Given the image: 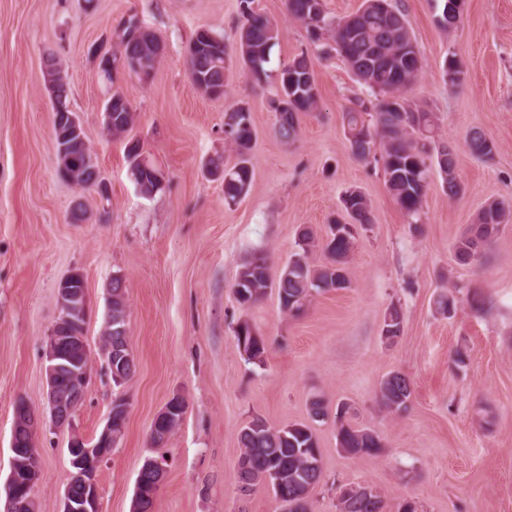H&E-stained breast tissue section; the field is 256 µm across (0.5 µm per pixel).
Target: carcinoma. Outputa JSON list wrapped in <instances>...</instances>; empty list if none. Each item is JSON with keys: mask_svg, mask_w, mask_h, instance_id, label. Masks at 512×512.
Wrapping results in <instances>:
<instances>
[{"mask_svg": "<svg viewBox=\"0 0 512 512\" xmlns=\"http://www.w3.org/2000/svg\"><path fill=\"white\" fill-rule=\"evenodd\" d=\"M324 0H285L287 15L305 27L308 40L321 46L324 55L336 54L348 66L367 98L357 97L353 107L345 113L347 135L353 157L362 162L382 161L385 184L399 207L411 219L420 216L427 189L430 168L442 176L445 192L455 198L461 193L457 180L456 154L453 147L439 141L435 114L410 102L404 91L417 79L422 69L421 52L413 37L406 15L398 0H364L362 9L365 24L358 30L351 28L347 19H335L325 11ZM247 8L239 9L236 52L253 78L261 82L268 77L266 64L275 45L279 30L266 15L257 11L254 0H239ZM139 21L131 18L118 34L119 56L129 59L140 68L154 69L145 47L133 40L132 33ZM223 35L204 27L190 41L187 69L191 83L203 94L222 97L225 94V71L230 55L227 46L215 51L217 44L205 36ZM331 42H322V35ZM57 75L56 99L61 108L70 111L68 98L70 82L53 55L46 57ZM311 74L307 54L295 56L278 74V88L270 101L279 135L291 140L297 136L299 116L317 107L318 94L308 84ZM111 122L106 124L112 136L124 138L135 122L130 103L114 92L105 103ZM224 126L231 128L236 162L231 167L216 159L208 163L207 173L224 181V199L234 204L248 190L253 175L250 157L253 140L251 112L243 106H232L224 112ZM56 151L66 150L72 156L70 166L61 176L84 188L104 181L85 133L69 139H55ZM468 146L478 158L489 159L495 146L477 128L469 133ZM140 141L130 139L125 150L129 175L140 191L151 195L163 189V173L143 157ZM349 224L335 222L328 226L326 239L318 240L309 229H304L295 241L296 249L285 266L277 284H272L267 255L253 251L241 264L234 285L238 304L250 307L263 299L268 290L276 288L280 307L287 313L300 312L312 293L340 290L348 286L345 268L354 249L357 236L350 226L361 230L373 223L372 206L364 193L350 189L341 198ZM512 220V205L491 202L478 214L455 245V258L462 265L480 260L484 249L498 234L500 227ZM322 247L327 262L315 267L309 254ZM122 278H112V320L103 330V351L114 348L119 360L136 366L129 346L128 300ZM383 328L387 338L394 340L403 332V314L393 307L387 314ZM237 342L252 345V358L258 360L266 349V340L256 342L250 337V324L243 322L235 329ZM413 396L410 379L399 371L388 373L380 383L379 401L392 414L408 410ZM349 407L336 406L337 447L353 457L377 456L382 441L368 427L357 426L346 420ZM309 420L293 422L282 427L269 426L263 419L254 418L239 435L240 457L252 464L251 480L256 488L268 481L280 479L282 491L301 501L300 512H308L312 492L323 478L322 456L313 423L323 422L329 416L325 402L315 397L308 405ZM385 502L380 493L369 498L340 497V512H384Z\"/></svg>", "mask_w": 512, "mask_h": 512, "instance_id": "cac0c4a2", "label": "carcinoma"}]
</instances>
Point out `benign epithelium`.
Masks as SVG:
<instances>
[{
	"instance_id": "7a95c632",
	"label": "benign epithelium",
	"mask_w": 512,
	"mask_h": 512,
	"mask_svg": "<svg viewBox=\"0 0 512 512\" xmlns=\"http://www.w3.org/2000/svg\"><path fill=\"white\" fill-rule=\"evenodd\" d=\"M83 279L79 272L61 281L58 287L59 314L53 324L45 350L47 414L31 411L28 425L32 433L43 427L45 420L57 428L69 426L73 422L74 405L86 398L91 380L88 372L74 370L76 355L88 350L85 336L87 301L85 289L71 287L72 281ZM113 414H108L106 423L95 442L91 443L78 434L71 436L68 453L72 466L71 479L61 496V512H101L100 490L96 480L97 466L112 453L119 435L112 432ZM171 418V405H164L155 415L150 437L161 447L167 440L165 424ZM23 493L33 497L41 475V465L36 449H30L24 462ZM247 460L237 462V490L243 497L251 494Z\"/></svg>"
}]
</instances>
